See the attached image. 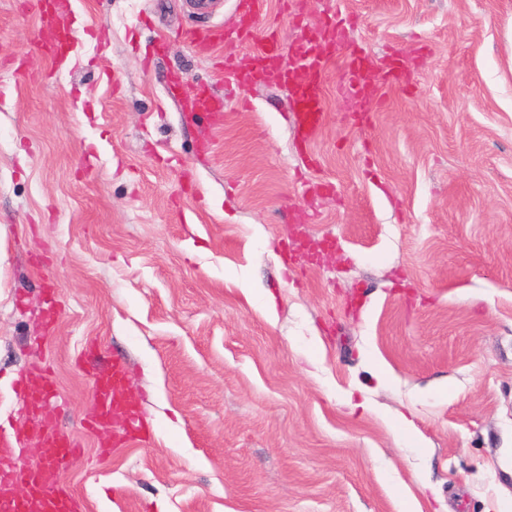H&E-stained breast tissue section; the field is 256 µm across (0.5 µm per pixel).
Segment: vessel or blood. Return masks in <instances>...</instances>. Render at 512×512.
Wrapping results in <instances>:
<instances>
[{
	"label": "vessel or blood",
	"mask_w": 512,
	"mask_h": 512,
	"mask_svg": "<svg viewBox=\"0 0 512 512\" xmlns=\"http://www.w3.org/2000/svg\"><path fill=\"white\" fill-rule=\"evenodd\" d=\"M327 44L318 51L309 39H302L294 50L295 63L289 67L280 64V50L271 34H259L252 25L241 26L235 33V42L251 47L252 58L275 66L278 80L287 83L292 91L296 114V133L303 141H311L326 119L324 80L335 62L337 45L343 41V31L328 26L324 32ZM189 42L211 51L225 45L224 31L213 28L192 32ZM378 77L367 81L359 66L349 65L339 80L338 89L346 101L382 105L383 89L391 74L386 63L376 65ZM127 368L122 360H114L110 369L92 377L95 412L90 419L94 430L109 433L113 421L138 420L137 411L123 404L120 394ZM56 390L55 378L46 368L32 366L23 385L24 413L43 416L48 399ZM41 445L43 462L31 466L17 459V450L28 440ZM78 445L64 432L44 420L41 427H26L12 432L0 431V512H81L79 501L62 485V476L73 463Z\"/></svg>",
	"instance_id": "vessel-or-blood-1"
}]
</instances>
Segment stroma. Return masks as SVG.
Masks as SVG:
<instances>
[{
    "instance_id": "stroma-1",
    "label": "stroma",
    "mask_w": 512,
    "mask_h": 512,
    "mask_svg": "<svg viewBox=\"0 0 512 512\" xmlns=\"http://www.w3.org/2000/svg\"><path fill=\"white\" fill-rule=\"evenodd\" d=\"M66 2L52 60L37 0H0V425L50 365L85 512H512V0H266L283 47L337 17L404 66L364 113L332 68L306 144L279 82L226 87L247 47L182 38L237 0ZM199 85L222 123L186 119ZM116 355L142 430L104 456ZM126 375L125 363L121 359H116L107 372L96 373L92 377L95 413L91 416L90 423L95 431L102 432L101 446L104 448L109 446V431L113 420L118 423L119 418H125L133 428L138 420L137 411L123 404L119 398Z\"/></svg>"
}]
</instances>
